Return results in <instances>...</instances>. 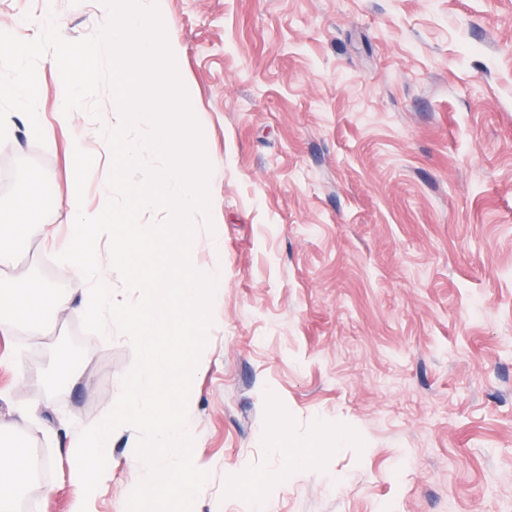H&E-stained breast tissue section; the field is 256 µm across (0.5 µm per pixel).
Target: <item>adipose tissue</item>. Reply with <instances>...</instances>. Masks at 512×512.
<instances>
[{"mask_svg": "<svg viewBox=\"0 0 512 512\" xmlns=\"http://www.w3.org/2000/svg\"><path fill=\"white\" fill-rule=\"evenodd\" d=\"M46 179L44 173H32L27 192L17 198L7 212L0 214L1 259L8 256L11 247L45 234V226L31 223L29 215L39 205ZM67 305L65 296L36 278L30 279L26 288L18 291L1 289L0 335H11L19 324L31 332H42L46 314L58 312ZM33 473L34 463L29 449L0 434V512H9L14 498L30 483Z\"/></svg>", "mask_w": 512, "mask_h": 512, "instance_id": "ef3b65f1", "label": "adipose tissue"}]
</instances>
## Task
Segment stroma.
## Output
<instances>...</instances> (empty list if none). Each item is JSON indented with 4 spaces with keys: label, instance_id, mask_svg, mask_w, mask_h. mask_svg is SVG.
<instances>
[{
    "label": "stroma",
    "instance_id": "1",
    "mask_svg": "<svg viewBox=\"0 0 512 512\" xmlns=\"http://www.w3.org/2000/svg\"><path fill=\"white\" fill-rule=\"evenodd\" d=\"M213 163L214 227L191 259H224L206 364L194 373L193 512H512V0H158ZM104 0H0V25L36 38L54 18L92 35ZM37 111L8 117L0 210L50 176L0 286L39 278L71 295L41 335H0V431L52 469L18 512H70L67 445L110 411L134 363L127 337L85 333L55 257L74 221L70 144L95 164L118 110L56 119L60 73L36 65ZM25 368L17 376L12 362ZM36 405L34 417L20 409ZM137 431L112 441L89 512H126L147 475ZM283 472L265 490L263 478Z\"/></svg>",
    "mask_w": 512,
    "mask_h": 512
}]
</instances>
